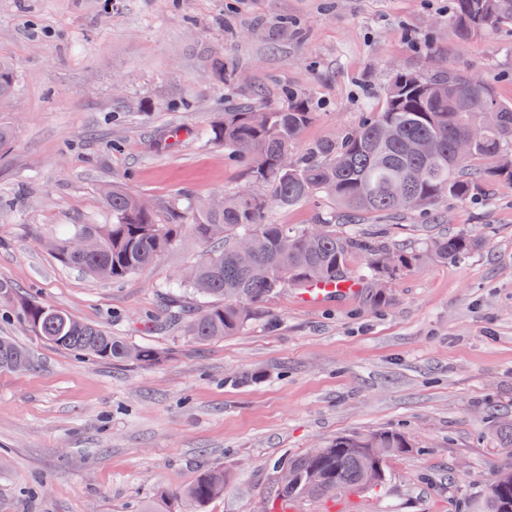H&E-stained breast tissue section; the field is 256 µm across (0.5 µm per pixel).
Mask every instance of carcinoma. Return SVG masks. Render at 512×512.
<instances>
[{"label":"carcinoma","instance_id":"obj_1","mask_svg":"<svg viewBox=\"0 0 512 512\" xmlns=\"http://www.w3.org/2000/svg\"><path fill=\"white\" fill-rule=\"evenodd\" d=\"M454 33L462 39L512 24V0H452ZM16 76L0 60V100L11 96ZM288 104L272 109L247 105L224 113L208 129L210 139L224 145L228 158L244 167L248 188L223 195L216 208L207 199L190 205L186 224H162L156 207L116 184L103 188L112 212L110 224H82L73 236L94 234L96 253L75 255L71 238L55 245L63 263L93 277L118 282L156 263L188 228L206 250L201 260L167 292L166 307L173 321H186V333L198 342H211L234 333L268 297L284 288L301 290L317 284L339 286L350 280V253L367 255L372 287L383 277L421 263L460 261L482 247L467 232L426 239L407 250L386 245L364 232L375 215H429L443 201H486L493 186L512 188V101L499 100L471 75L439 69L420 74L412 70L394 76L384 90V104L368 112L354 127L306 147L300 145L312 122V101L293 91ZM497 113V126L482 127L483 109ZM471 140L469 154L460 159L457 142ZM329 200L335 210L319 219L323 230L266 222L269 202L290 208ZM345 226V231L337 225ZM247 240L251 263L242 265L237 250ZM189 288L208 300L194 314L182 304ZM23 318L34 332L61 349L97 360L147 364L158 353L134 346L112 333L81 321L34 299L18 301ZM22 359L32 366L29 352L7 337L0 338V371ZM410 447L394 431L340 436L318 453L286 457L274 464V496L285 502L329 498L338 492L369 491L370 463L364 449L380 451L381 462ZM500 475L483 492L486 512H508L512 492L497 489ZM224 494V470L209 468L187 488L168 495L200 508Z\"/></svg>","mask_w":512,"mask_h":512}]
</instances>
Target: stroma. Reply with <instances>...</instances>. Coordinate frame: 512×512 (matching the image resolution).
I'll return each instance as SVG.
<instances>
[{
	"mask_svg": "<svg viewBox=\"0 0 512 512\" xmlns=\"http://www.w3.org/2000/svg\"><path fill=\"white\" fill-rule=\"evenodd\" d=\"M449 14L450 0H113L108 15L101 0H0V59L16 72L0 101L14 131L0 148V281L159 354L77 355L0 298V336L33 361L0 371V512H144L205 466L223 469L224 494L201 512H263L281 457L385 429L413 447L382 489L288 512H482L512 461L487 416L512 422V189L388 219L390 242L481 238L463 262L316 306L288 289L207 343L164 315L168 285L204 252L191 232L113 283L50 248L73 225L111 223L108 182L158 204L164 224L242 190L241 164L206 132L258 92L271 108L287 90L314 101L305 144L380 109L402 69L463 71L512 100V27L462 41Z\"/></svg>",
	"mask_w": 512,
	"mask_h": 512,
	"instance_id": "obj_1",
	"label": "stroma"
}]
</instances>
